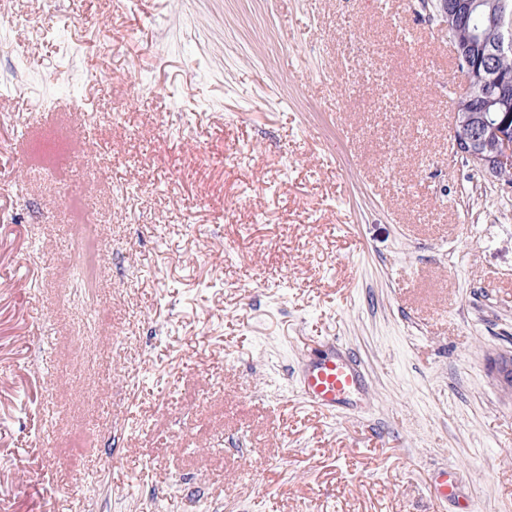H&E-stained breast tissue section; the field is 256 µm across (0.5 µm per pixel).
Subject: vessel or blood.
I'll use <instances>...</instances> for the list:
<instances>
[{
	"label": "vessel or blood",
	"mask_w": 512,
	"mask_h": 512,
	"mask_svg": "<svg viewBox=\"0 0 512 512\" xmlns=\"http://www.w3.org/2000/svg\"><path fill=\"white\" fill-rule=\"evenodd\" d=\"M301 384L312 404L332 412L361 390L363 379L349 358L332 351L306 364Z\"/></svg>",
	"instance_id": "1"
}]
</instances>
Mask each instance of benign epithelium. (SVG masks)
I'll list each match as a JSON object with an SVG mask.
<instances>
[{"mask_svg":"<svg viewBox=\"0 0 512 512\" xmlns=\"http://www.w3.org/2000/svg\"><path fill=\"white\" fill-rule=\"evenodd\" d=\"M421 5L432 8L464 64L455 104L454 152L476 171L500 177L512 167V74L499 68V61L512 55V0H421ZM475 17L488 22L493 40L485 39L479 28L459 38L461 27Z\"/></svg>","mask_w":512,"mask_h":512,"instance_id":"obj_1","label":"benign epithelium"}]
</instances>
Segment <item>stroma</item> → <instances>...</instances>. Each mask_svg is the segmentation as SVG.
Here are the masks:
<instances>
[{"mask_svg": "<svg viewBox=\"0 0 512 512\" xmlns=\"http://www.w3.org/2000/svg\"><path fill=\"white\" fill-rule=\"evenodd\" d=\"M16 74L0 512H512V184L418 0H0ZM303 392L312 404L332 412L360 391L363 379L352 361L336 350L310 360L301 378Z\"/></svg>", "mask_w": 512, "mask_h": 512, "instance_id": "stroma-1", "label": "stroma"}]
</instances>
